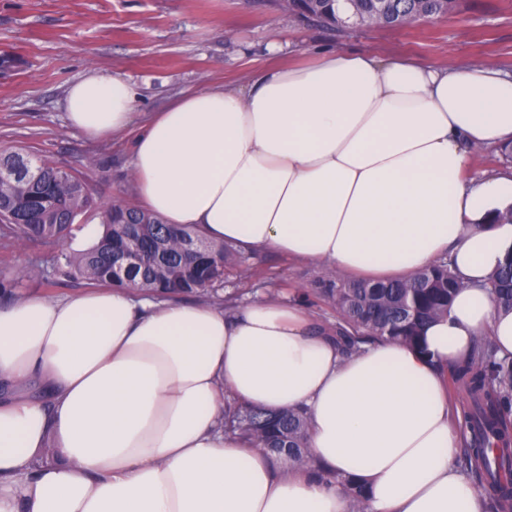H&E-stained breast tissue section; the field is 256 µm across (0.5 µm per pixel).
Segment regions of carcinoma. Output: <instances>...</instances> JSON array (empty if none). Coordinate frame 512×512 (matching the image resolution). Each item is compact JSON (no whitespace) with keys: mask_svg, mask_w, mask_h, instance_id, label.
Returning a JSON list of instances; mask_svg holds the SVG:
<instances>
[{"mask_svg":"<svg viewBox=\"0 0 512 512\" xmlns=\"http://www.w3.org/2000/svg\"><path fill=\"white\" fill-rule=\"evenodd\" d=\"M357 22L401 28L415 17H440L458 11L461 0H356ZM288 14L322 26L345 24L337 0H288ZM83 177L47 158L0 150V240L4 246H54L57 273L88 284L131 286L160 296H205L224 283L229 271L249 269L238 251L208 241L194 227L163 223L140 208L114 204L99 211L105 232L87 251L67 242L83 225L76 218L94 210ZM320 292L336 308L334 338L342 354L386 339L424 351L422 330L446 315L463 287L441 260L405 281L358 282L333 274L322 277ZM497 307L512 310V258L489 282ZM469 405L463 420L470 434L462 465L481 458L475 486L488 494L489 512H512V360L499 359L491 339L478 340L473 358L450 372ZM224 431L248 448H259L287 468L310 470L340 486L351 512H366L365 486L315 462L308 448V422L302 409L270 412L224 400Z\"/></svg>","mask_w":512,"mask_h":512,"instance_id":"cac0c4a2","label":"carcinoma"}]
</instances>
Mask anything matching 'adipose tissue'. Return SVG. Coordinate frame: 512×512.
Segmentation results:
<instances>
[{"instance_id":"1","label":"adipose tissue","mask_w":512,"mask_h":512,"mask_svg":"<svg viewBox=\"0 0 512 512\" xmlns=\"http://www.w3.org/2000/svg\"><path fill=\"white\" fill-rule=\"evenodd\" d=\"M138 93L88 72L74 129L127 128ZM512 142V78L484 65L339 50L189 91L136 135L143 205L215 243L272 249L366 281L447 260L465 286L424 348L343 356L302 307L143 296L120 287L0 307V512H350L220 425L224 400L307 413L312 454L360 478L370 512H486L458 469L440 368L478 337L512 358V311L487 282L512 255V173L471 175Z\"/></svg>"}]
</instances>
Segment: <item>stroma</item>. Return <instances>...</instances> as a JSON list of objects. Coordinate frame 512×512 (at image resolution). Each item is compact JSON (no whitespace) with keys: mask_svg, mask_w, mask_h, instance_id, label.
Listing matches in <instances>:
<instances>
[{"mask_svg":"<svg viewBox=\"0 0 512 512\" xmlns=\"http://www.w3.org/2000/svg\"><path fill=\"white\" fill-rule=\"evenodd\" d=\"M405 55L439 65L486 63L512 76V0H464L458 13L400 29L327 30L283 13L277 0H0V148L44 155L82 172L102 205H138L128 160L134 130L89 139L62 107L67 87L91 70L122 76L139 92L142 114L181 91L248 83L255 70L311 60L325 50ZM54 250L0 247V278L37 266L43 276L13 294L61 298ZM254 277L229 275L217 302L264 295L297 300L322 265L272 251L251 253Z\"/></svg>","mask_w":512,"mask_h":512,"instance_id":"stroma-1","label":"stroma"}]
</instances>
